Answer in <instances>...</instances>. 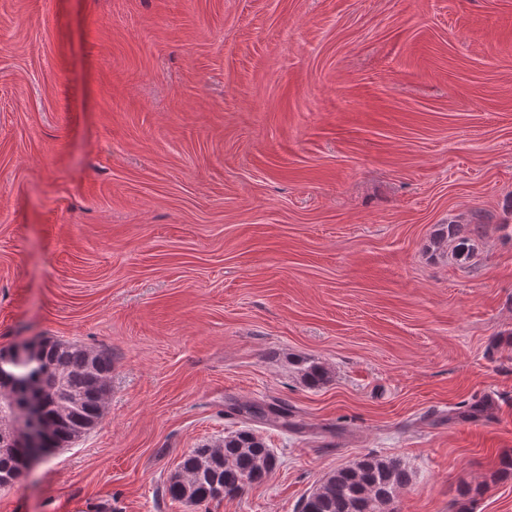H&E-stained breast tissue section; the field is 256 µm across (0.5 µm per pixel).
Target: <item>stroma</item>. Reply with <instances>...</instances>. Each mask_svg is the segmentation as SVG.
I'll use <instances>...</instances> for the list:
<instances>
[{"label":"stroma","instance_id":"obj_1","mask_svg":"<svg viewBox=\"0 0 512 512\" xmlns=\"http://www.w3.org/2000/svg\"><path fill=\"white\" fill-rule=\"evenodd\" d=\"M38 337L111 357L106 413L0 512H297L365 457L396 512H512V0H0V349ZM246 425L264 483L166 496Z\"/></svg>","mask_w":512,"mask_h":512}]
</instances>
